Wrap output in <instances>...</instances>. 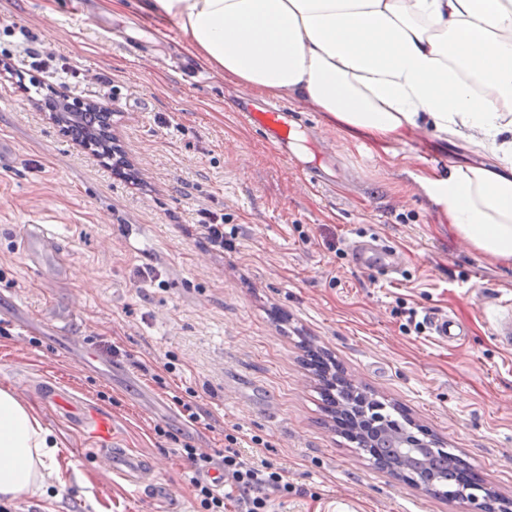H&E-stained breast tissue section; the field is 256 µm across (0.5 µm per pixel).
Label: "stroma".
<instances>
[{
  "label": "stroma",
  "mask_w": 512,
  "mask_h": 512,
  "mask_svg": "<svg viewBox=\"0 0 512 512\" xmlns=\"http://www.w3.org/2000/svg\"><path fill=\"white\" fill-rule=\"evenodd\" d=\"M29 51L77 68L67 93L111 111L125 165L75 143L8 73ZM243 101L262 96L200 66L184 35L159 36L134 7L0 0V147L11 156L0 168V387L59 443L45 494L14 512H156L141 486L105 485L94 451L109 443L149 457L180 512H201L181 448L213 454L228 433L283 470L290 489L271 512H326L340 497L356 512H468L320 425L303 336L512 498V349L490 317L512 269L438 223L420 184L476 155L427 132L383 154L284 98L308 128L294 164L240 121ZM315 166L333 186H311ZM203 210L223 216L228 248L201 234ZM40 229L55 234L62 267L27 252ZM371 237L403 255L398 273L353 264L354 242ZM430 312L462 322V341L437 342ZM49 380L106 416L110 440L44 402ZM189 389L202 422L176 402Z\"/></svg>",
  "instance_id": "stroma-1"
}]
</instances>
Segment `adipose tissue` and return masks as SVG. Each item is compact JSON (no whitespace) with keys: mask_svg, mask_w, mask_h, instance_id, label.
Instances as JSON below:
<instances>
[{"mask_svg":"<svg viewBox=\"0 0 512 512\" xmlns=\"http://www.w3.org/2000/svg\"><path fill=\"white\" fill-rule=\"evenodd\" d=\"M199 62L389 151L421 129L480 160L423 177L449 226L512 266V0H140ZM57 442L0 388V500L44 494Z\"/></svg>","mask_w":512,"mask_h":512,"instance_id":"adipose-tissue-1","label":"adipose tissue"}]
</instances>
